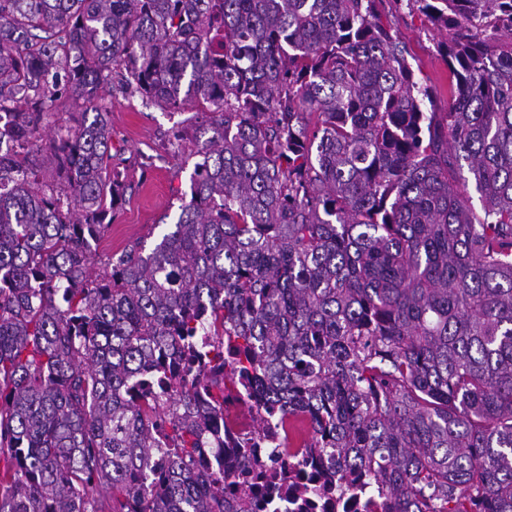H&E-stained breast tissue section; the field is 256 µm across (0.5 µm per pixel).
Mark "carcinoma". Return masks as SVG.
<instances>
[{
    "label": "carcinoma",
    "mask_w": 512,
    "mask_h": 512,
    "mask_svg": "<svg viewBox=\"0 0 512 512\" xmlns=\"http://www.w3.org/2000/svg\"><path fill=\"white\" fill-rule=\"evenodd\" d=\"M396 2L451 32L446 112L382 0H0V512H251L203 465L227 384L385 512H512V0ZM115 68L196 109L198 160L174 229L97 273ZM78 112H83V108L80 105L71 101H64L60 103L58 111L48 117L45 122L47 128L37 135V141L35 142L31 153V159L35 165H42L43 159L50 153L52 133L49 128H53L54 126H57V124L64 123V121H68L69 119L71 121L70 123L74 124L73 121L74 118H78Z\"/></svg>",
    "instance_id": "1"
}]
</instances>
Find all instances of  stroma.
<instances>
[{
	"instance_id": "1",
	"label": "stroma",
	"mask_w": 512,
	"mask_h": 512,
	"mask_svg": "<svg viewBox=\"0 0 512 512\" xmlns=\"http://www.w3.org/2000/svg\"><path fill=\"white\" fill-rule=\"evenodd\" d=\"M384 6L397 13L398 32L411 50L419 78L433 92L435 110L446 111L448 64L437 50L446 32L433 28L420 14L396 10L393 0H385ZM99 105L112 122L109 172L126 186V200L113 215L98 249L97 267L102 270L111 254L128 244L140 240L150 248L172 230L193 171L188 154L193 147L194 117L189 110L172 114L145 103L117 81L105 89ZM80 110L73 102L60 103L38 135L31 159L41 167L39 187L55 180L54 172L42 165L51 149L52 127L77 118Z\"/></svg>"
}]
</instances>
